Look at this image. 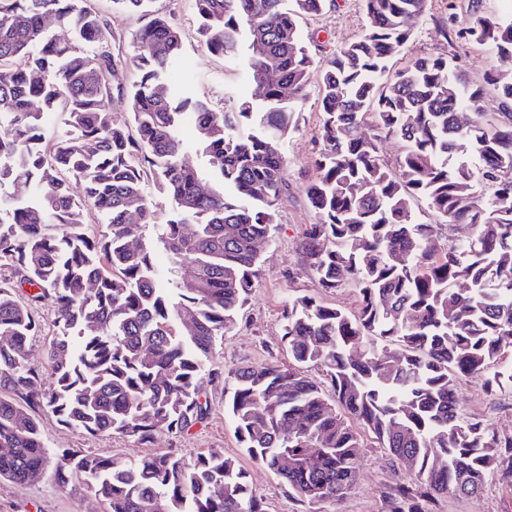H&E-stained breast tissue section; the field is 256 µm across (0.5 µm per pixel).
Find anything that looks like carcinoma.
I'll return each instance as SVG.
<instances>
[{
  "label": "carcinoma",
  "instance_id": "carcinoma-1",
  "mask_svg": "<svg viewBox=\"0 0 512 512\" xmlns=\"http://www.w3.org/2000/svg\"><path fill=\"white\" fill-rule=\"evenodd\" d=\"M194 5L208 50L264 82L220 121L206 98L172 85L182 33L166 17L130 42L140 78L124 117L112 111L109 26L86 0H0V125L12 131L0 138V260L14 271L0 279V479L50 468L105 512H264L248 473L220 449L124 459L50 448L31 409L138 441L204 419V379L217 376L208 364L258 278L257 246L277 227L282 146L315 73L323 149L300 251L324 290L351 283L359 305L347 314L288 298L281 341L296 366L245 365L225 378L241 448L310 512L351 491L365 435L416 479L387 488L389 512H428L437 494L472 497L495 472L512 477V435L463 417L455 400L464 376L512 389V111H483L485 88L446 57L395 67L427 0H364L363 35L325 60L310 54L299 19L331 0ZM454 34L512 57V9L492 17L469 0ZM486 83L512 105V78ZM389 137L403 144L394 168L377 146ZM148 170L168 195L163 224ZM413 199L458 230L447 250L434 248L439 225L416 218ZM25 284L37 289L31 302L54 307L46 372L29 359L41 327L16 298ZM308 364L324 367L334 400Z\"/></svg>",
  "mask_w": 512,
  "mask_h": 512
}]
</instances>
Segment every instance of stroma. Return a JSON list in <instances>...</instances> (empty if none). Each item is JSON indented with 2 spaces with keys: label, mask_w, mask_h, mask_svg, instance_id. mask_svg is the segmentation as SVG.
Wrapping results in <instances>:
<instances>
[{
  "label": "stroma",
  "mask_w": 512,
  "mask_h": 512,
  "mask_svg": "<svg viewBox=\"0 0 512 512\" xmlns=\"http://www.w3.org/2000/svg\"><path fill=\"white\" fill-rule=\"evenodd\" d=\"M90 3L112 30L113 54L126 56L133 34L145 22L144 17L116 10L112 0H90ZM468 4L469 0H428L427 16L400 54V63L423 56H444L452 59L457 69L477 85L484 84L492 72L512 75V59H501L482 48L463 46L440 35L438 23H445L451 29L465 23ZM150 8L154 13L170 17L183 33V56L176 81L194 82L196 94L211 101L219 113L229 98L252 93V86L242 80V62L211 54L199 38L193 0H152ZM365 24L361 0H335L324 15L300 21L312 53L320 59L332 56L361 36ZM295 117L298 128L285 143L287 187L276 206L278 228L262 249L261 272L236 327L218 347L214 367L220 377L204 383L209 407L205 418L184 432H163L149 441L138 442L117 434L91 435L71 429L41 410L37 417L50 447L80 448L125 458L165 453L190 457L219 448L249 472L253 489L266 512H303L302 504L289 497L279 478L242 451L234 425L224 411L222 379L229 370L245 364L291 365L292 360L280 340L282 308L288 296L313 295L346 312L355 311L358 305L354 288L325 292L302 260L299 245L303 230L316 220L304 188L317 175L315 161L321 149L318 130L323 114L317 91H310L308 98L297 106ZM457 399L467 416L477 418L498 433H512L511 391L487 393L483 377L474 375L460 380ZM359 453L356 484L343 502L336 504V512H387L384 499L387 486L410 482L411 477L373 440H365ZM430 509L431 512H512V479L494 474L478 495L463 499L445 495L431 502ZM0 512H104V507L94 499L69 494L51 476L45 475L24 484L0 480Z\"/></svg>",
  "instance_id": "obj_1"
}]
</instances>
